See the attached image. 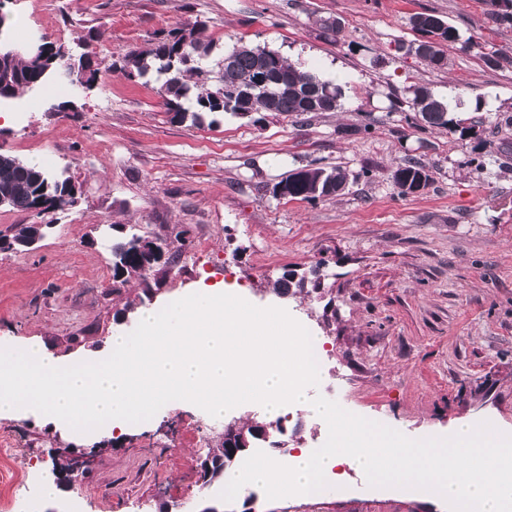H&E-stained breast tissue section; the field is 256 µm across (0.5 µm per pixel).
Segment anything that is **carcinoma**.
Instances as JSON below:
<instances>
[{"label": "carcinoma", "instance_id": "obj_1", "mask_svg": "<svg viewBox=\"0 0 512 512\" xmlns=\"http://www.w3.org/2000/svg\"><path fill=\"white\" fill-rule=\"evenodd\" d=\"M491 6L494 20L512 23V0H491ZM410 24L424 36L416 49L424 48L426 52L419 57L434 68H444L447 58L442 45L457 39L456 30L430 12L413 15ZM62 49L61 45H52L46 61L32 60L7 42V17L0 14V103L59 78ZM208 50L209 42L195 28L181 29L156 36L142 50L130 51L120 72L129 80L144 76L152 68L168 75L163 84L166 105L179 119L190 116L196 121L203 113L295 115L310 119L318 113L340 109L341 91L336 85L298 68L277 50L236 44L224 53L223 63L216 71L201 64ZM192 90L196 91V111L187 114L181 110L180 99ZM410 93L409 108L418 115V122L429 127L448 125L447 101L434 96L425 86H413ZM392 180L401 193L409 194L424 189L430 174L424 166L406 158L396 164ZM347 185L348 174L339 167L301 168L277 182L273 194L283 199L315 200L338 196ZM71 190L70 179L0 153V196L5 205L29 210L48 202L60 207ZM141 240V236L133 234L119 238L113 245V291H119L133 276L144 277L168 264V260L145 250ZM231 435L232 429H224V440L209 449L206 459L210 460L211 469L203 478L210 482L223 477L225 470L232 467L225 460L227 438Z\"/></svg>", "mask_w": 512, "mask_h": 512}]
</instances>
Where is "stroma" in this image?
I'll list each match as a JSON object with an SVG mask.
<instances>
[{
	"label": "stroma",
	"instance_id": "35a3bbf8",
	"mask_svg": "<svg viewBox=\"0 0 512 512\" xmlns=\"http://www.w3.org/2000/svg\"><path fill=\"white\" fill-rule=\"evenodd\" d=\"M457 30L436 69L415 53L413 14ZM8 35L96 56L95 87L66 81L20 93L0 110L27 115L0 126V152L69 177L75 204L43 213L0 207V233L49 231L35 249L0 251V336L39 341L54 357L94 359L141 313L201 283L240 287L277 306L334 358L310 395L418 438L462 421L512 432V24L489 0H0ZM336 22L326 40L320 22ZM203 26L218 68L237 42L279 51L338 85L341 107L309 121L230 114L201 123L169 112L163 75L130 80L124 56L158 32ZM450 100L447 127L419 129L409 88ZM370 124L366 134L343 130ZM412 157L429 170L405 195L392 170ZM339 167L340 196L289 200L272 193L290 171ZM134 231L169 241L175 258L112 291V240ZM294 283L277 293L282 274ZM151 295H144V288ZM125 322H117V313ZM257 405L213 417L172 401L126 432L62 429L45 415L0 420V483L34 470L32 512H242L220 501L200 464L227 424L265 420ZM73 467L80 481H58ZM54 487L45 496V487ZM254 512H448L442 497L372 488L346 470L340 492L315 502L253 498Z\"/></svg>",
	"mask_w": 512,
	"mask_h": 512
}]
</instances>
